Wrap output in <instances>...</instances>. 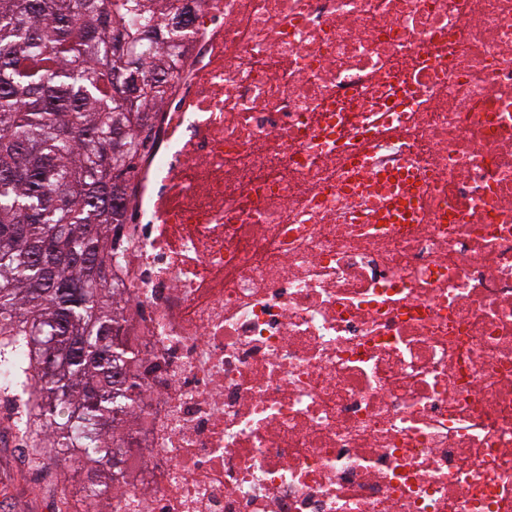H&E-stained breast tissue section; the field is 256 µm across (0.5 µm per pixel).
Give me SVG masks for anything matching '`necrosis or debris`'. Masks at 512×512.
I'll list each match as a JSON object with an SVG mask.
<instances>
[{
  "mask_svg": "<svg viewBox=\"0 0 512 512\" xmlns=\"http://www.w3.org/2000/svg\"><path fill=\"white\" fill-rule=\"evenodd\" d=\"M172 4L86 512H512V0Z\"/></svg>",
  "mask_w": 512,
  "mask_h": 512,
  "instance_id": "1",
  "label": "necrosis or debris"
}]
</instances>
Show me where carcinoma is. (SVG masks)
<instances>
[{
	"label": "carcinoma",
	"mask_w": 512,
	"mask_h": 512,
	"mask_svg": "<svg viewBox=\"0 0 512 512\" xmlns=\"http://www.w3.org/2000/svg\"><path fill=\"white\" fill-rule=\"evenodd\" d=\"M166 2L0 0V392L49 473L123 462L110 431L137 385L110 243L172 78Z\"/></svg>",
	"instance_id": "obj_1"
}]
</instances>
